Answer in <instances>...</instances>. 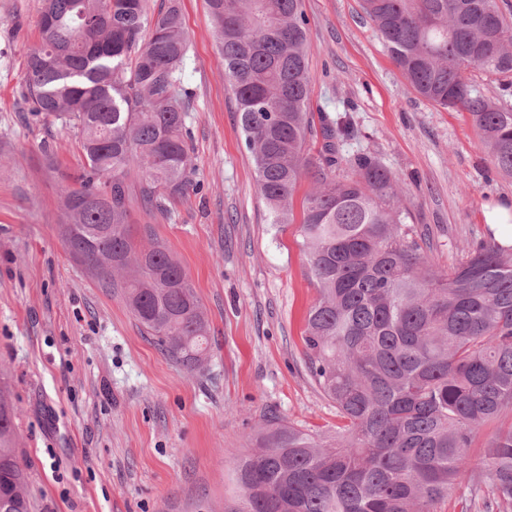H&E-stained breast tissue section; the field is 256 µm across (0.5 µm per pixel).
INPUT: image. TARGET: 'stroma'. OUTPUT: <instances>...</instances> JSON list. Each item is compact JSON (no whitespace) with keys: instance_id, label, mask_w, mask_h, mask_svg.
I'll return each instance as SVG.
<instances>
[{"instance_id":"obj_1","label":"stroma","mask_w":512,"mask_h":512,"mask_svg":"<svg viewBox=\"0 0 512 512\" xmlns=\"http://www.w3.org/2000/svg\"><path fill=\"white\" fill-rule=\"evenodd\" d=\"M42 4L0 0V390L18 412L32 512H224L270 417L328 436L342 424L306 364L318 291L299 226L271 223L206 0H180L197 188L164 214L132 205L131 221L180 262L211 340L197 371L164 356L61 242V185L84 159L75 130L22 96ZM303 9L312 108L348 111L344 154L399 175L409 223L429 228L447 267L486 234V213L512 210V178L494 173L468 113L412 90L361 0Z\"/></svg>"}]
</instances>
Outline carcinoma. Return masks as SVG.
Instances as JSON below:
<instances>
[{"instance_id": "1", "label": "carcinoma", "mask_w": 512, "mask_h": 512, "mask_svg": "<svg viewBox=\"0 0 512 512\" xmlns=\"http://www.w3.org/2000/svg\"><path fill=\"white\" fill-rule=\"evenodd\" d=\"M237 102L257 190L271 223L292 224L302 176L313 190L301 247L319 297L304 345L308 370L345 421L336 438L291 423L265 427L236 468L232 512H512V421L481 463L471 445L512 414V246L491 233L448 269L406 223L400 178L367 154L346 156L349 119L313 113L303 0H207ZM401 74L434 106L469 114L493 168L512 176L509 0H362ZM41 45L25 62L32 111L78 130L83 171L62 190L69 255L119 291L147 335L189 371L207 358L209 325L180 263L129 222L131 173L148 213L194 190L186 126L192 92L179 0L148 19V0H44ZM499 80L485 95L469 73ZM149 240L139 246L136 238ZM17 412L0 391V512H30Z\"/></svg>"}]
</instances>
